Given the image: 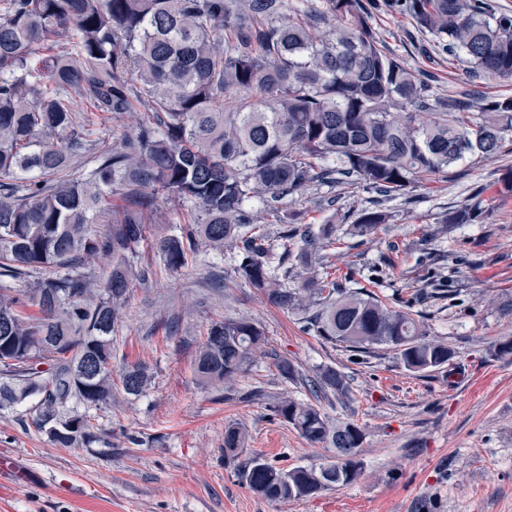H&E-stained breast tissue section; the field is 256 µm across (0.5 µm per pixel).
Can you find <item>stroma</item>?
<instances>
[{
    "instance_id": "obj_1",
    "label": "stroma",
    "mask_w": 512,
    "mask_h": 512,
    "mask_svg": "<svg viewBox=\"0 0 512 512\" xmlns=\"http://www.w3.org/2000/svg\"><path fill=\"white\" fill-rule=\"evenodd\" d=\"M371 23L385 52L433 76L438 92L463 87L467 63L438 54L411 18L377 12ZM90 118L95 148L103 151L135 136L140 114ZM509 168L511 152L460 162L457 176L388 203L392 220L375 238H353L345 224L336 226L333 279L355 282L388 304H410L430 337L454 350L446 368L430 373L407 370L392 350L357 354L304 330L298 316L238 279L230 259L202 250L185 268L169 271L151 242L178 233L191 206L160 196L161 215L146 218L147 241L134 259L152 278L130 288L112 357L116 372L147 364L149 388L91 410L97 439L80 448L39 433L30 403L0 411V456L33 473L32 482L0 490V512H512V356L498 352L512 338V315L500 307L512 297V192L502 183ZM476 192L483 220L437 233V217ZM327 195L311 189L285 205L284 223L266 227L272 243L287 229L355 216L368 198L361 192L335 208ZM434 271L452 277L451 295L413 299L407 282L424 284ZM242 316L264 325L267 354H255L235 394L202 390L192 369L201 339L212 323ZM277 355L308 375L325 366L344 374L349 401L332 397L319 406L332 421L363 430L355 483L277 502L242 482L239 468L249 457L290 468L325 454L269 408L283 392L309 397L276 370ZM232 423L248 436L237 457L224 452V429Z\"/></svg>"
}]
</instances>
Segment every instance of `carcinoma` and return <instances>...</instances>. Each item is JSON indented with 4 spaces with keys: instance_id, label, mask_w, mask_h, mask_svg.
Instances as JSON below:
<instances>
[{
    "instance_id": "obj_1",
    "label": "carcinoma",
    "mask_w": 512,
    "mask_h": 512,
    "mask_svg": "<svg viewBox=\"0 0 512 512\" xmlns=\"http://www.w3.org/2000/svg\"><path fill=\"white\" fill-rule=\"evenodd\" d=\"M0 14V277L37 278L0 288V409L38 398L34 424L66 448L96 439L88 411L112 401V335L133 282L148 271L131 258L144 239L142 215L159 192L194 208L177 235L160 238L165 267L177 272L201 248L230 252L235 273L268 302L303 315L316 335L354 352L396 351L406 369L438 371L454 351L427 338L419 315L371 291L344 288L309 271L328 266L336 225L300 234L281 253L263 225L281 224L282 201L311 188L336 199L365 190L378 206L359 211L350 234L377 235L392 215L381 204L446 179L466 158L490 159L512 144V96L436 92L387 54L362 0H6ZM406 15L433 37L437 52L464 57L471 78L512 77V15L491 0H371ZM99 112L145 107L135 141L94 152L82 104ZM90 155L78 174L73 161ZM132 208L104 234L112 187ZM480 194L441 217L482 219ZM112 254L97 286L83 268ZM308 270L287 287L294 268ZM24 306L38 308L29 316ZM263 326L240 317L214 323L193 370L203 389L234 390ZM279 373L308 387L314 401L288 395L271 410L311 445L332 449L319 464L291 469L253 458L241 479L258 496L285 502L354 483L361 473L362 429L334 423L315 401L349 396L332 367L302 374L284 357ZM123 392L150 383L142 363L119 373ZM84 407L79 414L71 403ZM247 442L234 424L224 451Z\"/></svg>"
}]
</instances>
